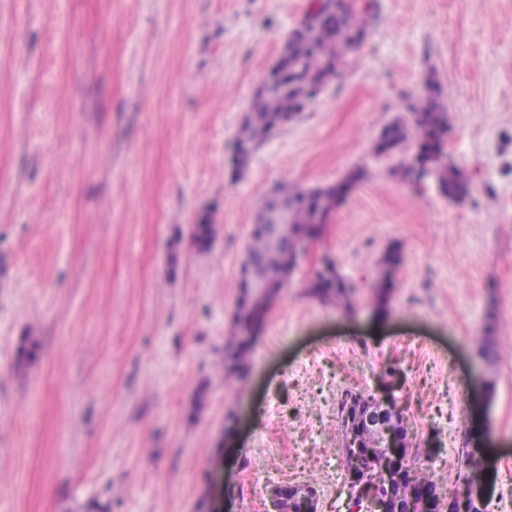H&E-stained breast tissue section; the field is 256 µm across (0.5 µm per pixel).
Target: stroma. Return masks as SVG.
I'll return each instance as SVG.
<instances>
[{"mask_svg":"<svg viewBox=\"0 0 512 512\" xmlns=\"http://www.w3.org/2000/svg\"><path fill=\"white\" fill-rule=\"evenodd\" d=\"M309 4L0 0V512H215L228 487L235 512H268L275 486L303 483L318 512H347L338 400L389 362L411 445L435 442L419 468L455 488L483 457L487 512H512V0H376L352 66L234 175V135ZM430 76L472 177L461 202L394 174L411 150L376 152ZM355 168L247 374L225 380L258 201ZM324 257L351 308L309 296Z\"/></svg>","mask_w":512,"mask_h":512,"instance_id":"obj_1","label":"stroma"}]
</instances>
